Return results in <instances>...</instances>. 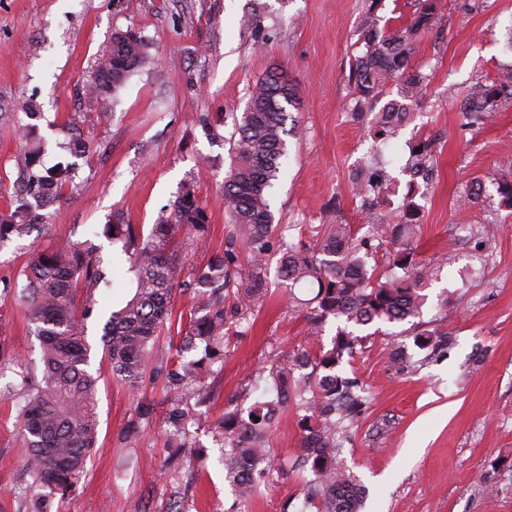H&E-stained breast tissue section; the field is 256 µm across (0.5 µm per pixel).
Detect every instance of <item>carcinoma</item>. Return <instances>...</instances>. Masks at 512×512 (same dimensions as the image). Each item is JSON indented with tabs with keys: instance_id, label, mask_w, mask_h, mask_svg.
Segmentation results:
<instances>
[{
	"instance_id": "obj_1",
	"label": "carcinoma",
	"mask_w": 512,
	"mask_h": 512,
	"mask_svg": "<svg viewBox=\"0 0 512 512\" xmlns=\"http://www.w3.org/2000/svg\"><path fill=\"white\" fill-rule=\"evenodd\" d=\"M436 0H417L409 23L388 31L374 26L362 32L365 51L355 61L354 83L360 96L374 100L390 78L402 80L403 100L416 104L424 91L423 77L409 70L413 44L434 25ZM149 58L148 43L129 28L112 33L108 45L88 75L84 94L91 99L116 95L127 79ZM512 84L478 82L459 102L463 112L478 104L493 110ZM292 88L272 72L251 88L249 102L233 116L230 169L221 197L230 224L224 252L189 272L175 261L178 235L198 247L207 243L210 217L195 186L185 183L169 205L163 207L148 234L118 215L103 226V236L121 245L128 256L132 296L108 312L98 308L94 291L110 284L97 251L72 239L31 253L24 279L16 284L31 335L40 346L41 367L18 364L17 374L26 393L21 409L20 435L31 461L35 487L49 498L62 501L80 483L86 456L97 436V382L91 366L92 347L86 340L87 321L104 319V353L116 379L136 392L145 375L164 373L169 404V447L183 448L192 428L202 427L201 416L188 408L190 400L202 404L217 395L218 385L206 383L211 365L224 361V337L244 319L243 307H257L269 291L270 242L276 237L282 254L275 284L285 289L291 310L303 315L308 344L274 359L260 369L250 386L231 395L224 414L210 425L213 441L224 446V481L235 492L230 512H246L282 460L273 455L270 438L281 415L293 408L300 418L301 437L293 457L310 467L302 488L300 512H359L358 479L336 457V448L350 425L364 412L366 399L355 393L359 380L342 370L369 335L362 330L374 324L403 322L420 316L427 297L424 290L437 278L447 260L417 258L413 239L419 228V205L408 198L391 208V188L378 174L361 168L354 179L356 194L367 206L365 217L372 233L357 237L350 224H328L312 241L289 244L291 224L274 223L269 189L277 179L288 137L299 134L286 105ZM389 113L373 114V134L388 136ZM18 136L25 148L14 156L16 178L10 209L0 213V250L20 240L44 221L42 203L58 201L67 184L49 170L40 169L43 141L38 126L17 120ZM95 138L88 131L72 134L66 149L76 158L92 151ZM384 263L376 255L384 251ZM247 253V268L239 263V250ZM401 270L396 274L395 270ZM191 276L182 281L183 274ZM186 285L195 290L185 332L172 336L173 295ZM317 285L315 296L300 298L296 289ZM339 322L330 344L323 336L329 320ZM169 335L165 368L154 366V344ZM139 423L121 432L128 445L141 441Z\"/></svg>"
}]
</instances>
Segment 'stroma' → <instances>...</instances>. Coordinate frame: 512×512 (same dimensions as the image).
I'll return each mask as SVG.
<instances>
[{
    "label": "stroma",
    "instance_id": "stroma-1",
    "mask_svg": "<svg viewBox=\"0 0 512 512\" xmlns=\"http://www.w3.org/2000/svg\"><path fill=\"white\" fill-rule=\"evenodd\" d=\"M414 10V0H0V182L13 183L19 147L7 116L30 101L46 118L44 165L80 166L65 198L45 208L44 223L0 250V512H170L176 500L189 512H228L234 497L211 434L196 436L209 455L205 465L189 455L171 462L162 379L145 380L136 395L118 383L93 319L87 337L99 376L97 442L70 499L39 500L20 443L25 395L16 374L18 362H38L39 342L27 332L14 283L32 248L69 237L100 246L104 270L114 273L106 295L122 302L129 290L122 269L112 266L116 249L103 225L118 214L150 226L189 181L208 204L210 240L203 250L180 247L178 257L201 266L222 252L229 218L219 195L232 116L276 68L296 89L289 111L300 128L271 193L291 243L303 224H362L352 177L363 165H377L401 206L412 150L419 139L430 144L415 246L420 258L448 254L452 262L427 288L421 316L380 325L351 363L370 404L339 458L362 485L363 512H512V208L502 206L492 183L494 173L512 172V98L485 117L458 108L477 78L497 81L512 71L504 30L512 0H438L433 28L410 57L424 95L378 161L365 123L352 115L379 111L401 85L388 81L381 101L365 102L353 63L364 52L366 26L396 28ZM245 16L256 25L241 26ZM127 28L147 41L148 63L114 102L87 98L82 84L94 61L112 32ZM207 112L225 115L209 134L197 121ZM56 119L93 131L89 157L76 160L65 150L70 132L53 127ZM474 191L477 201L467 202ZM488 224L498 225L495 237L484 234ZM247 322L244 333L225 339L226 356L214 367L221 393L201 407L202 416L219 417L257 367L305 342V322L289 312L280 290ZM434 328L448 333V345L417 348L415 333ZM395 343L407 347L411 366L392 358ZM144 402L151 408L146 431L139 447H125L121 431ZM301 476L294 467L273 472L249 512H281L299 493Z\"/></svg>",
    "mask_w": 512,
    "mask_h": 512
}]
</instances>
